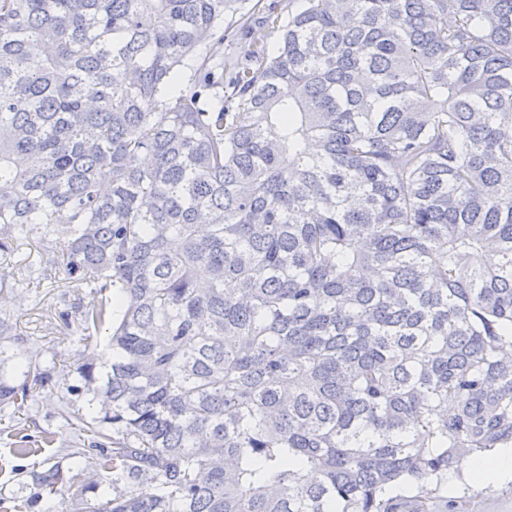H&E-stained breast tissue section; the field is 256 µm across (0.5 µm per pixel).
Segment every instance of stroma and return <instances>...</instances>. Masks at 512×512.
<instances>
[{"mask_svg":"<svg viewBox=\"0 0 512 512\" xmlns=\"http://www.w3.org/2000/svg\"><path fill=\"white\" fill-rule=\"evenodd\" d=\"M30 251L25 245L14 255L5 269L7 286L0 289V382L22 386L28 368L34 367L50 383L23 409L0 403V512H16L20 505L25 512H73L71 491L34 498L31 477L59 463L83 484L96 459L67 419L71 413L96 415L92 395L77 372L84 350L77 309L88 301L89 292L27 271ZM48 433L55 442L38 455L14 454L21 437L36 442ZM430 512H512V482L482 486L472 480L470 467L462 466L433 491Z\"/></svg>","mask_w":512,"mask_h":512,"instance_id":"35a3bbf8","label":"stroma"}]
</instances>
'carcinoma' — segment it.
Returning <instances> with one entry per match:
<instances>
[{
  "label": "carcinoma",
  "instance_id": "carcinoma-1",
  "mask_svg": "<svg viewBox=\"0 0 512 512\" xmlns=\"http://www.w3.org/2000/svg\"><path fill=\"white\" fill-rule=\"evenodd\" d=\"M237 3L0 0V260L92 295L77 512H397L512 447V0H303L272 56Z\"/></svg>",
  "mask_w": 512,
  "mask_h": 512
}]
</instances>
